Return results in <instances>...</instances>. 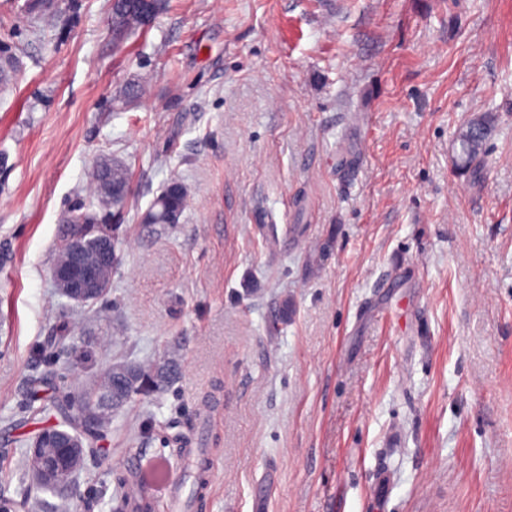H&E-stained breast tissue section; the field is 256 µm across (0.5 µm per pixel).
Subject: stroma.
Masks as SVG:
<instances>
[{
  "label": "stroma",
  "instance_id": "35a3bbf8",
  "mask_svg": "<svg viewBox=\"0 0 512 512\" xmlns=\"http://www.w3.org/2000/svg\"><path fill=\"white\" fill-rule=\"evenodd\" d=\"M53 2L0 0L13 512L23 442L116 361L172 379L113 410L79 512H110L130 457L177 469L185 448L216 472L189 512H512V0H168L124 37L110 0ZM103 159L124 208L86 189ZM173 179L179 223H141ZM78 207L119 241L91 308L52 277ZM64 328L85 360L48 348ZM491 131L490 121L485 116L471 119L461 128L456 141L460 144L457 166L468 169L481 153L483 144ZM171 185L175 190L173 197L169 198L164 195L159 202L163 208L181 216L188 204V193L185 186L178 180H171L162 190L166 191Z\"/></svg>",
  "mask_w": 512,
  "mask_h": 512
}]
</instances>
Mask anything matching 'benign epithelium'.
<instances>
[{
	"instance_id": "7a95c632",
	"label": "benign epithelium",
	"mask_w": 512,
	"mask_h": 512,
	"mask_svg": "<svg viewBox=\"0 0 512 512\" xmlns=\"http://www.w3.org/2000/svg\"><path fill=\"white\" fill-rule=\"evenodd\" d=\"M94 250L106 264L117 262V250L112 228L91 222L62 244L53 268V279L61 294L75 302H87L97 297L96 276L84 262V253ZM97 403L82 409L88 424H97L112 410V369H107L93 388ZM28 470L40 485L70 492L76 483L77 471L84 459V441L80 436L59 428L41 431L29 443Z\"/></svg>"
}]
</instances>
